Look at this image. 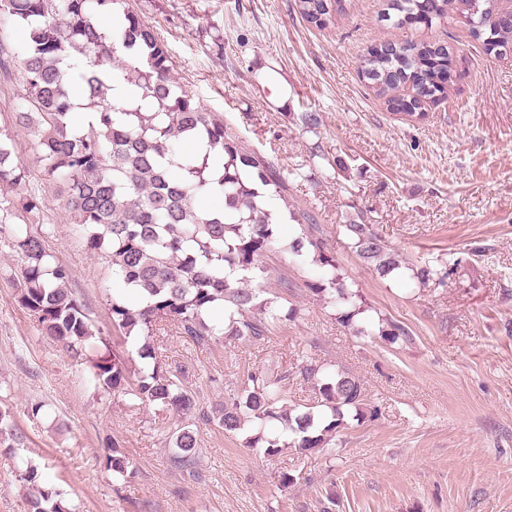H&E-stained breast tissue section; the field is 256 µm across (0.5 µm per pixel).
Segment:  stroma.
Here are the masks:
<instances>
[{"label": "stroma", "mask_w": 512, "mask_h": 512, "mask_svg": "<svg viewBox=\"0 0 512 512\" xmlns=\"http://www.w3.org/2000/svg\"><path fill=\"white\" fill-rule=\"evenodd\" d=\"M130 2L166 41L196 101L288 182L287 196L274 200L287 215L284 244L264 264L295 284L281 298L290 317L264 340L206 346L166 325L151 338L164 369L183 373L207 409L252 376L279 373L296 406L312 397L299 374L306 355L359 375L378 413L340 429L325 451L268 460L193 415L94 390L83 366L18 304L13 229L48 231L69 290L108 348L124 354L110 313L120 284L106 259L87 250L27 130L13 124L18 87L0 77V131L20 144L26 187L43 202L40 214L0 223V409L26 436L24 447L0 446V512H29L20 479L29 466L77 512H512V51L487 55L460 26L425 32L449 39L458 77L424 118H402L358 71L368 48L394 35L381 19L384 0H350L321 29L302 20L295 0ZM303 112L319 113L321 124L302 127ZM305 212L367 303L369 335L342 323L333 292H308L321 268L285 250L307 230ZM361 216L390 246L400 274L379 275L347 247L340 228ZM425 264L446 279H414L413 268ZM389 321L409 339L376 336ZM37 403L38 421L29 415ZM191 423L195 479L169 461V434ZM110 441L131 459V478L105 468ZM285 469L297 481L284 491Z\"/></svg>", "instance_id": "obj_1"}]
</instances>
